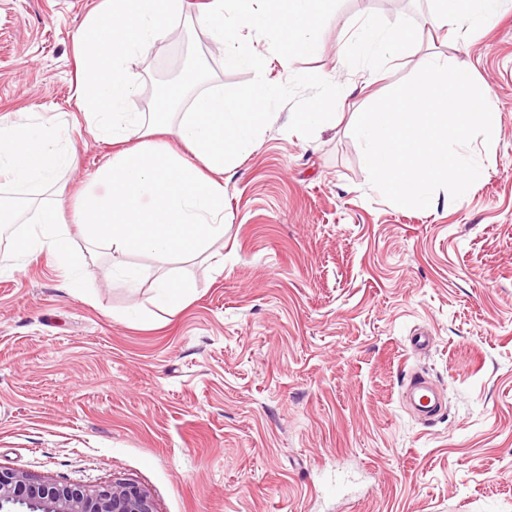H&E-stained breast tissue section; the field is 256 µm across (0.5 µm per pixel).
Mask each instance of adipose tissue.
I'll return each mask as SVG.
<instances>
[{"instance_id":"adipose-tissue-1","label":"adipose tissue","mask_w":512,"mask_h":512,"mask_svg":"<svg viewBox=\"0 0 512 512\" xmlns=\"http://www.w3.org/2000/svg\"><path fill=\"white\" fill-rule=\"evenodd\" d=\"M438 28L467 37L491 22L506 6L507 0H434ZM411 36L402 25L382 29L371 24L362 26L350 53L366 63L393 58L404 53ZM62 138V129L34 119L23 122H0V174L21 186H37L47 181L62 165L71 164L72 155L55 150ZM19 256L30 257L40 252L53 255L66 272V286L80 292L82 285L76 276L82 257L72 253L69 232L55 210L42 209L37 226L17 244Z\"/></svg>"}]
</instances>
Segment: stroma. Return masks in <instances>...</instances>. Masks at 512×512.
Instances as JSON below:
<instances>
[{"mask_svg": "<svg viewBox=\"0 0 512 512\" xmlns=\"http://www.w3.org/2000/svg\"><path fill=\"white\" fill-rule=\"evenodd\" d=\"M208 2L184 0L171 36L128 62L132 111L151 112L192 42L210 86L252 79L200 26ZM98 3L0 0V117L64 127L78 155L39 188L0 184L20 204L0 223V468L133 482L157 512H512V11L443 49L486 86L499 134L470 145L483 180L432 210L372 191L348 128L417 72L433 0H342L320 48L287 65L250 36L269 82L334 77L344 107L312 138L277 108L224 175L223 240L177 262L194 290L171 311L154 301L158 261L130 252L144 274L128 287L79 221V191L112 157L78 106L75 47ZM366 23L413 35L374 83L341 51ZM47 206L87 257L83 293L49 254H13ZM413 372L444 396L431 421L405 401Z\"/></svg>", "mask_w": 512, "mask_h": 512, "instance_id": "35a3bbf8", "label": "stroma"}]
</instances>
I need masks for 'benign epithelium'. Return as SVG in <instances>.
Here are the masks:
<instances>
[{"label":"benign epithelium","instance_id":"benign-epithelium-1","mask_svg":"<svg viewBox=\"0 0 512 512\" xmlns=\"http://www.w3.org/2000/svg\"><path fill=\"white\" fill-rule=\"evenodd\" d=\"M19 504L31 512H156L149 492L135 483L86 487L0 470V512Z\"/></svg>","mask_w":512,"mask_h":512}]
</instances>
